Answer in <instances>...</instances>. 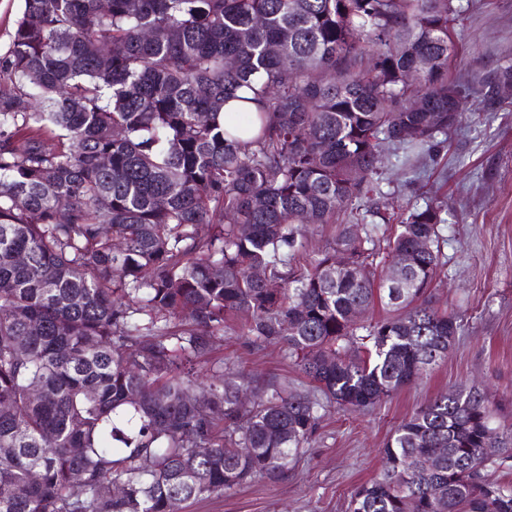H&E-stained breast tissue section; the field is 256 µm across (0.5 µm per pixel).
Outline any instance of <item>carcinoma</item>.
I'll use <instances>...</instances> for the list:
<instances>
[{
  "label": "carcinoma",
  "mask_w": 512,
  "mask_h": 512,
  "mask_svg": "<svg viewBox=\"0 0 512 512\" xmlns=\"http://www.w3.org/2000/svg\"><path fill=\"white\" fill-rule=\"evenodd\" d=\"M458 17L456 0H23L0 51V512H181L282 476L322 402L269 383L241 403L212 361L230 320L340 408L448 357L440 207L392 238L370 201L382 154L459 121ZM481 84L486 108L512 104L511 65ZM242 88L254 107H224ZM304 219L339 231L311 251ZM498 412L473 385L429 400L346 512H512Z\"/></svg>",
  "instance_id": "carcinoma-1"
}]
</instances>
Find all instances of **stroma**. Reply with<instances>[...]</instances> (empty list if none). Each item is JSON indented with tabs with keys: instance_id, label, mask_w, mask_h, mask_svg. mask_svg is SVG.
Segmentation results:
<instances>
[{
	"instance_id": "35a3bbf8",
	"label": "stroma",
	"mask_w": 512,
	"mask_h": 512,
	"mask_svg": "<svg viewBox=\"0 0 512 512\" xmlns=\"http://www.w3.org/2000/svg\"><path fill=\"white\" fill-rule=\"evenodd\" d=\"M462 10L448 78L460 87L463 118L425 160L386 153L373 203L403 215L441 203V303L461 316L446 360L423 379L366 410L324 407L320 425L284 479L252 480L202 496L182 512H345L351 492L382 468L395 426L436 395L478 385L512 418V110L480 103V79L512 65V0H458ZM225 380L272 381L302 393L310 386L275 346L257 347L236 324L213 354Z\"/></svg>"
}]
</instances>
